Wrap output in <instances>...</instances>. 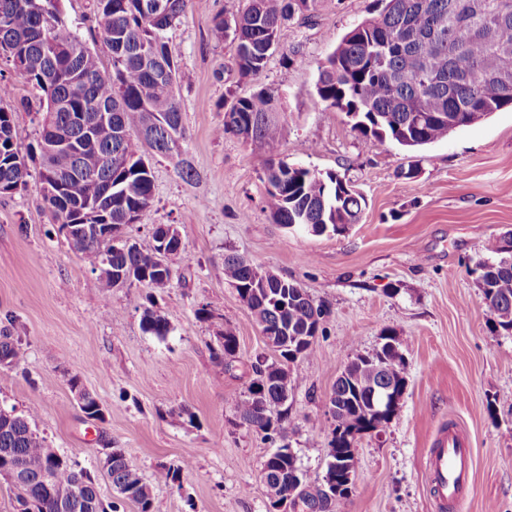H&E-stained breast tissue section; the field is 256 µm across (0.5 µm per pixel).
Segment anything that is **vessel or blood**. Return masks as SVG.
I'll use <instances>...</instances> for the list:
<instances>
[{
    "instance_id": "1",
    "label": "vessel or blood",
    "mask_w": 512,
    "mask_h": 512,
    "mask_svg": "<svg viewBox=\"0 0 512 512\" xmlns=\"http://www.w3.org/2000/svg\"><path fill=\"white\" fill-rule=\"evenodd\" d=\"M474 452L453 426L439 429L428 450L425 470L436 512H462L473 490Z\"/></svg>"
}]
</instances>
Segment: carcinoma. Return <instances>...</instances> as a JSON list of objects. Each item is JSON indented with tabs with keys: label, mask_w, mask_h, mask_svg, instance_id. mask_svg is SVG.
Listing matches in <instances>:
<instances>
[{
	"label": "carcinoma",
	"mask_w": 512,
	"mask_h": 512,
	"mask_svg": "<svg viewBox=\"0 0 512 512\" xmlns=\"http://www.w3.org/2000/svg\"><path fill=\"white\" fill-rule=\"evenodd\" d=\"M97 27L108 48L112 70L99 66L77 29L62 15L60 0H0V59L39 91L41 195L53 220L65 228L89 225L78 252L94 270L112 275V287L131 276L149 289L142 329L159 338L170 331L154 310V295L169 288L175 270L161 269L155 253L116 243L95 230L110 224L121 232L140 220L153 198L151 158L177 157L184 181L197 176L184 158L187 133L175 95L182 78L169 48L191 0H92ZM330 0H241L232 17L216 16L212 34L235 43L240 76L259 78L280 45L287 23L309 22ZM379 18L351 28L318 64L317 94L325 112H343L366 140L389 139L413 150L470 125L469 112L490 115L512 105V0H378ZM31 103L14 104L11 85L0 80V197L27 187L28 164L17 148L14 114ZM275 91L262 88L235 99L224 110L216 135L275 143L280 126ZM264 209L271 220L309 233L342 234L359 222L367 200L337 172L310 169L270 159L265 167ZM498 257L476 262L477 286L492 329L512 333V234L501 239ZM224 280L248 308L257 311L262 332L275 337L288 363L307 356L313 343L299 337L320 330L327 310L301 286L238 255L224 256ZM392 347L353 358L329 396L334 430L322 485L311 486L293 453H272L268 499L291 498L307 512H334L349 494L335 492L344 472H356V437L380 433L391 422L380 398L406 388L402 341L388 330ZM224 359L235 358L237 336L220 333ZM19 339L0 329V358L15 362ZM257 361L244 398L234 402L236 418L286 448L288 406L282 379ZM80 386L86 418L104 421L97 396ZM34 412L0 407V468L20 469L14 484L15 512H61L59 490H72L75 512H109L100 498L96 475L76 459L51 447L36 429ZM97 470L139 512H155L149 484L120 448H108Z\"/></svg>",
	"instance_id": "1"
}]
</instances>
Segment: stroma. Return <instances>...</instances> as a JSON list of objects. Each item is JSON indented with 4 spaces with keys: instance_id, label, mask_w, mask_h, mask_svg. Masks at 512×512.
<instances>
[{
    "instance_id": "obj_1",
    "label": "stroma",
    "mask_w": 512,
    "mask_h": 512,
    "mask_svg": "<svg viewBox=\"0 0 512 512\" xmlns=\"http://www.w3.org/2000/svg\"><path fill=\"white\" fill-rule=\"evenodd\" d=\"M239 5L192 0L173 34L184 150L197 176L183 181L175 160L155 159L152 206L122 229L149 251L156 225L175 226L190 255L175 261L171 287L156 297L168 336L141 327L146 289L106 287L59 233L32 158L26 189L0 198V327L20 339L18 361L0 366V405L34 409L39 432L85 467L95 468L105 446L124 449L156 512H268L259 471L279 442L236 425L233 403L256 359L275 355L224 281V256L235 253L328 310L312 352L290 366L287 442L308 484L321 483L330 460L326 402L337 377L356 354L373 353L385 329L403 341L399 412L381 433L357 438L352 493L336 512H433L425 458L448 424L474 450L465 512H512V334L492 332L474 271L512 232V109L415 150L362 139L344 113H323L317 63L377 16L376 0H333L316 25L293 21L256 80L239 76L233 44L211 31L213 16ZM62 9L110 70L90 0H62ZM263 87L279 97V142L217 137L225 101ZM273 157L346 175L367 199L360 222L342 235L273 223L263 208ZM411 165L415 177H402ZM227 326L239 341L229 365L215 356ZM73 374L102 401L104 422L86 419L68 385ZM185 459L179 482L157 481Z\"/></svg>"
}]
</instances>
